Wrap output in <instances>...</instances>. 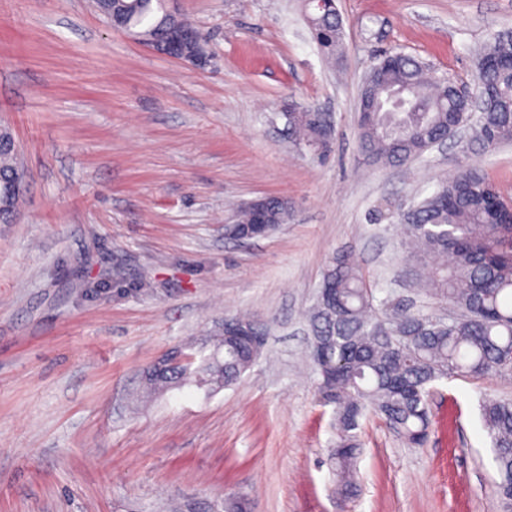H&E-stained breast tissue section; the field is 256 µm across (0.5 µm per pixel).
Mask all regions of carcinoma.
I'll return each mask as SVG.
<instances>
[{
    "instance_id": "cac0c4a2",
    "label": "carcinoma",
    "mask_w": 512,
    "mask_h": 512,
    "mask_svg": "<svg viewBox=\"0 0 512 512\" xmlns=\"http://www.w3.org/2000/svg\"><path fill=\"white\" fill-rule=\"evenodd\" d=\"M99 14L112 18L157 50L180 44L184 57L208 58L201 35L182 36L183 17L166 14L162 0H95ZM306 19L322 52H342V22L318 0H306ZM397 65L381 75L379 88L408 86L421 112H377L358 124V145L373 162L400 165L420 155L425 146L452 131L456 108L444 76H434L423 61L400 52ZM512 61V37L499 35L477 53ZM486 88L476 118L477 140L486 148L512 142V68H476ZM294 141L321 156L330 152L332 117L313 109L290 108L282 113ZM16 168L15 153L0 150V184ZM20 195L1 194L0 222H9ZM269 222H288V200L266 201ZM406 244L413 258L438 257L429 273L432 294L456 309L448 322L420 312L396 309L379 312L370 281L355 258L342 255L324 269L321 288L308 313L311 353L316 355L317 394L333 407L336 447L331 451L336 483L349 496L355 488L356 460L361 450L358 429L368 412L378 415L412 446H422L433 426L429 396L435 382L448 377L483 379L512 374V202L481 170L468 167L432 195L396 205ZM224 236L253 239L252 210L244 207L235 224L224 225ZM233 336L216 340L213 354L196 370L191 364L145 375L146 389L176 387L195 379L211 388L229 386L262 355ZM481 416L491 438L498 480L496 498L512 512V399L487 398Z\"/></svg>"
}]
</instances>
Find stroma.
Instances as JSON below:
<instances>
[{
    "label": "stroma",
    "instance_id": "stroma-1",
    "mask_svg": "<svg viewBox=\"0 0 512 512\" xmlns=\"http://www.w3.org/2000/svg\"><path fill=\"white\" fill-rule=\"evenodd\" d=\"M327 59L304 0H176L210 65L112 30L92 0H0V121L26 174L0 223V512H501L482 398L512 375L451 379L423 447L361 420L355 495L336 492L331 408L317 400L303 318L324 268L351 254L376 299L438 317L429 264L408 258L386 203L423 198L460 167L512 197V144L447 139L401 167L358 148L367 72L395 50L473 87L474 48L512 30V0H336ZM331 113L326 161L293 142L288 104ZM287 198V224L224 237L245 203ZM269 326L234 384L143 398L171 350L203 358L224 317Z\"/></svg>",
    "mask_w": 512,
    "mask_h": 512
}]
</instances>
